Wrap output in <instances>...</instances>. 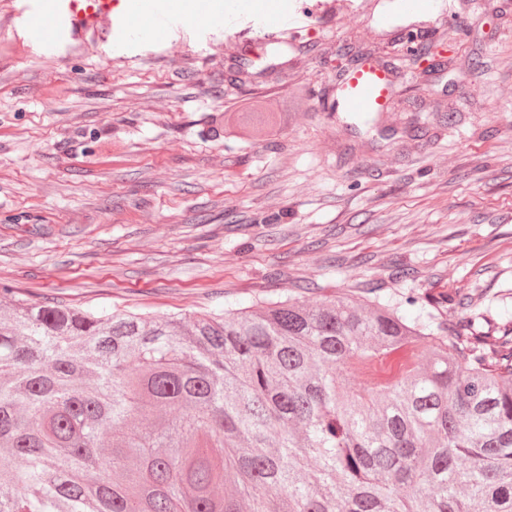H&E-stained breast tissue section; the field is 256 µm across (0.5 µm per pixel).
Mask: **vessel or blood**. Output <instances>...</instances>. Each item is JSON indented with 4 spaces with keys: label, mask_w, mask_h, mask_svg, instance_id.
<instances>
[{
    "label": "vessel or blood",
    "mask_w": 512,
    "mask_h": 512,
    "mask_svg": "<svg viewBox=\"0 0 512 512\" xmlns=\"http://www.w3.org/2000/svg\"><path fill=\"white\" fill-rule=\"evenodd\" d=\"M253 0H211L201 16L154 14L144 28L132 27L134 18L146 12L144 0H12L10 18L28 43L44 49L85 51L105 44L122 45L151 39L172 26L197 29L227 14L253 13ZM390 92L389 72L379 65H367L346 78L345 106L352 112L377 109Z\"/></svg>",
    "instance_id": "vessel-or-blood-1"
}]
</instances>
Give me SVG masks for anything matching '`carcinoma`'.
<instances>
[{
    "instance_id": "obj_1",
    "label": "carcinoma",
    "mask_w": 512,
    "mask_h": 512,
    "mask_svg": "<svg viewBox=\"0 0 512 512\" xmlns=\"http://www.w3.org/2000/svg\"><path fill=\"white\" fill-rule=\"evenodd\" d=\"M0 448V512H512V328L377 296L177 317L1 288Z\"/></svg>"
}]
</instances>
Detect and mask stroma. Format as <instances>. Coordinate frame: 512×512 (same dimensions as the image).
<instances>
[{
  "mask_svg": "<svg viewBox=\"0 0 512 512\" xmlns=\"http://www.w3.org/2000/svg\"><path fill=\"white\" fill-rule=\"evenodd\" d=\"M278 0L275 45L225 19L33 54L0 0V287L34 303L192 315L375 289L512 322V0ZM246 41L234 54L238 41ZM391 72L377 126L342 54ZM296 93L262 140L225 114Z\"/></svg>",
  "mask_w": 512,
  "mask_h": 512,
  "instance_id": "35a3bbf8",
  "label": "stroma"
}]
</instances>
